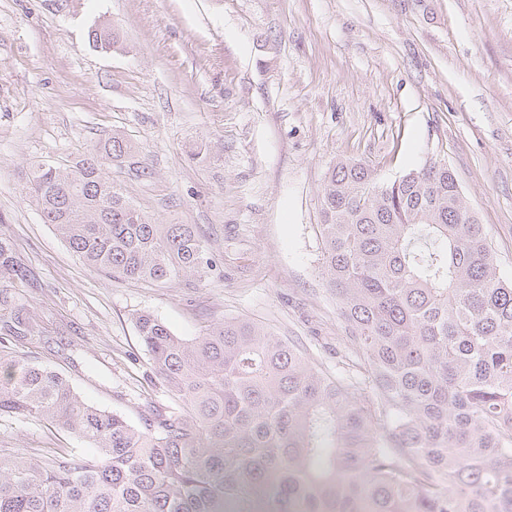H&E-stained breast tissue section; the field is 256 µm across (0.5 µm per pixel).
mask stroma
I'll list each match as a JSON object with an SVG mask.
<instances>
[{"instance_id":"stroma-1","label":"stroma","mask_w":512,"mask_h":512,"mask_svg":"<svg viewBox=\"0 0 512 512\" xmlns=\"http://www.w3.org/2000/svg\"><path fill=\"white\" fill-rule=\"evenodd\" d=\"M115 28L118 44L89 32ZM109 172L152 221L194 224L210 263L172 285L87 265L25 196L112 134ZM448 164L512 281V0H0V383L57 372L135 426L176 398L137 335L143 312L193 339L251 320L336 373L346 348L320 272L321 188L340 162L393 181ZM32 329L10 330L14 312ZM94 455L57 424L0 414V451Z\"/></svg>"}]
</instances>
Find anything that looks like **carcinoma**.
<instances>
[{
  "label": "carcinoma",
  "instance_id": "cac0c4a2",
  "mask_svg": "<svg viewBox=\"0 0 512 512\" xmlns=\"http://www.w3.org/2000/svg\"><path fill=\"white\" fill-rule=\"evenodd\" d=\"M92 41L116 43L110 27ZM37 163L25 193L84 263L174 285L205 272L192 224H156L103 167ZM448 165L392 182L340 162L321 190V272L351 358L333 376L248 320L193 340L136 326L178 405L138 428L59 374L11 367L0 414L41 417L97 449L50 462L0 454V512H512V282L467 218ZM23 267L0 241V276Z\"/></svg>",
  "mask_w": 512,
  "mask_h": 512
}]
</instances>
